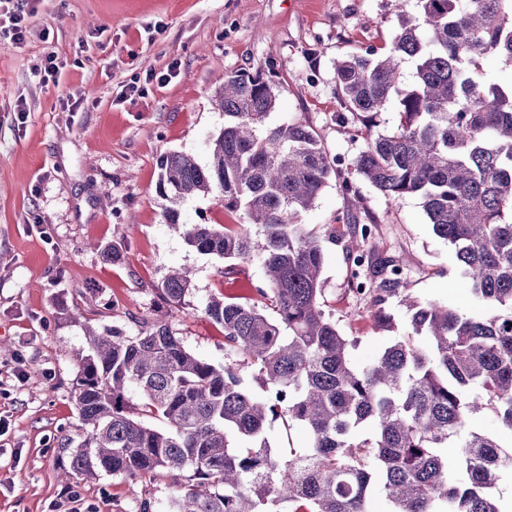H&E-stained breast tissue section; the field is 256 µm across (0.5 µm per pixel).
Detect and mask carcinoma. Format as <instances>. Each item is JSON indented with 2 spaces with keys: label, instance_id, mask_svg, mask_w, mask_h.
Wrapping results in <instances>:
<instances>
[{
  "label": "carcinoma",
  "instance_id": "carcinoma-1",
  "mask_svg": "<svg viewBox=\"0 0 512 512\" xmlns=\"http://www.w3.org/2000/svg\"><path fill=\"white\" fill-rule=\"evenodd\" d=\"M416 2L411 13L397 0L386 52L336 60V91L365 140L354 172L389 198L420 197L481 310L414 296L402 263L376 248L374 225L354 220L345 246L353 292L377 329L392 327L394 302L412 328L355 364L359 337L345 335L321 302V240L296 218L333 175L352 208L360 199L307 125L265 127L278 100L270 80L227 76L216 99L224 129L208 164L171 152L158 163V184L173 204L171 224L176 205L213 194L260 229L256 242L246 230L182 225L201 254L258 258L274 315L210 298L204 314L223 329L222 365L189 351L161 320L134 336L86 328L74 387L84 436L68 449L64 480L162 475L177 488L169 512H372L377 495L387 512H502L512 446L471 418L490 414L512 434V86L474 75L489 55L512 66V0ZM392 99L397 122L379 131ZM192 290L186 271L158 288L172 310ZM243 366L257 370L261 393L246 388ZM276 420L308 431L306 447L286 460L267 437Z\"/></svg>",
  "mask_w": 512,
  "mask_h": 512
}]
</instances>
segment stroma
I'll list each match as a JSON object with an SVG mask.
<instances>
[{"mask_svg":"<svg viewBox=\"0 0 512 512\" xmlns=\"http://www.w3.org/2000/svg\"><path fill=\"white\" fill-rule=\"evenodd\" d=\"M23 48L0 44V512H167L168 478L58 476L67 440L83 432L73 399L85 326L136 334L160 315L195 355L224 361V333L204 314L211 296L258 304V261L229 262L189 247L186 224L241 230L242 211L213 196L180 207L179 225L157 190L160 158L180 151L199 164L224 126L214 99L225 76L273 72L279 94L267 126L301 122L331 156L352 166L364 147L336 118L334 63L389 46L394 0H32ZM63 68L45 83L47 55ZM175 68L160 84L150 73ZM145 81L135 102L120 96ZM25 103L26 120L17 117ZM350 212L335 181L298 218L323 238L324 305L345 335L359 337L355 362L386 342L349 290L343 239L350 215L375 223L384 254L400 260L421 298L466 311L454 251L437 237L419 197L391 199L362 178ZM117 244L122 258L101 254ZM183 268L194 284L182 311L168 312L157 288Z\"/></svg>","mask_w":512,"mask_h":512,"instance_id":"obj_1","label":"stroma"}]
</instances>
